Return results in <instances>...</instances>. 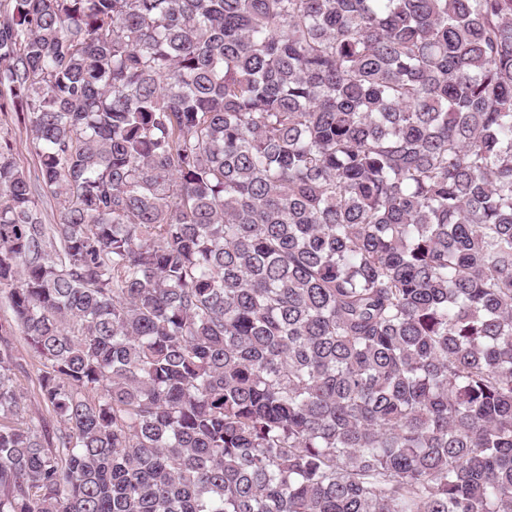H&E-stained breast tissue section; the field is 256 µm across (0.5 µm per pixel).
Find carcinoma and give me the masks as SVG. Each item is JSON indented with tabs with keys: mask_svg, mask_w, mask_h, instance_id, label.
Returning a JSON list of instances; mask_svg holds the SVG:
<instances>
[{
	"mask_svg": "<svg viewBox=\"0 0 512 512\" xmlns=\"http://www.w3.org/2000/svg\"><path fill=\"white\" fill-rule=\"evenodd\" d=\"M0 112V512H512V0H0ZM0 135L9 140L19 165L34 177L38 161L26 138L23 115L20 112H0ZM0 324L5 327L12 325L14 328L15 336H13V343L16 359L12 366V373H14L15 383L25 397L29 414L42 419L47 424L51 437L57 423L51 412L37 396V378L39 374L37 361L30 352L23 336L20 335L14 326L12 314L5 305L0 306Z\"/></svg>",
	"mask_w": 512,
	"mask_h": 512,
	"instance_id": "obj_1",
	"label": "carcinoma"
}]
</instances>
